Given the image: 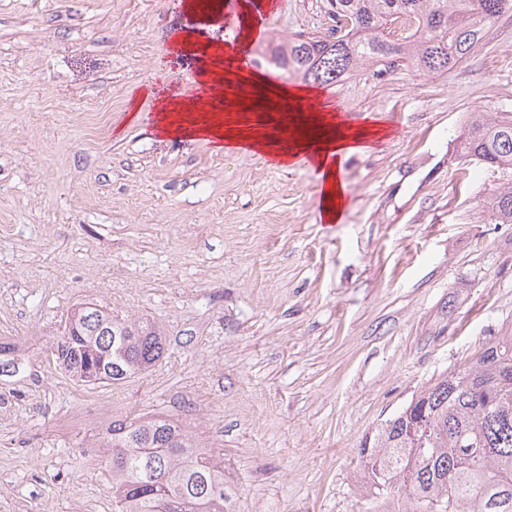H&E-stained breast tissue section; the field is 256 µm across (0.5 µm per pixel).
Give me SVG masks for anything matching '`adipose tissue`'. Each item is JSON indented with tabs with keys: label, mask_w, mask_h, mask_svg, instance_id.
<instances>
[{
	"label": "adipose tissue",
	"mask_w": 512,
	"mask_h": 512,
	"mask_svg": "<svg viewBox=\"0 0 512 512\" xmlns=\"http://www.w3.org/2000/svg\"><path fill=\"white\" fill-rule=\"evenodd\" d=\"M316 122L320 126L316 137L320 209L323 221L333 224L340 220L347 204V185L341 167L343 159L353 152L370 148L385 137L386 131L374 124L342 125L323 113L317 115ZM158 123L169 138H204L219 147L263 154L270 157L274 164L283 167L294 164L297 158L296 141L285 143L234 122L223 123L208 114L187 111L185 105L179 102L174 103L170 111L162 113Z\"/></svg>",
	"instance_id": "adipose-tissue-1"
}]
</instances>
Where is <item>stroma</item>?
<instances>
[{"mask_svg": "<svg viewBox=\"0 0 512 512\" xmlns=\"http://www.w3.org/2000/svg\"><path fill=\"white\" fill-rule=\"evenodd\" d=\"M0 0V512H112L92 447L116 419L177 418L224 458L232 512H365L364 435L512 330V171L462 159L472 112L512 111V16L466 62L326 87L387 138L315 170L155 126L225 44L223 0ZM271 33L326 29L323 0H259ZM166 334L145 374L89 388L56 367L73 308ZM486 208L499 224H512V183L486 201ZM22 361L17 354L16 346L0 342V377L14 376L19 373Z\"/></svg>", "mask_w": 512, "mask_h": 512, "instance_id": "35a3bbf8", "label": "stroma"}]
</instances>
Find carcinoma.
<instances>
[{"label": "carcinoma", "mask_w": 512, "mask_h": 512, "mask_svg": "<svg viewBox=\"0 0 512 512\" xmlns=\"http://www.w3.org/2000/svg\"><path fill=\"white\" fill-rule=\"evenodd\" d=\"M327 32L257 44L285 79L323 86L406 65L439 76L483 45L512 0H323ZM459 154L512 169V112L476 111ZM512 224V183L486 201ZM165 334L148 318L96 304L67 316L56 365L86 385H117L152 368ZM16 346L0 342V377L19 373ZM92 447L108 473L112 512H226L224 460L170 416L114 420ZM355 478L372 512H512V335L415 394L365 435Z\"/></svg>", "instance_id": "obj_1"}]
</instances>
